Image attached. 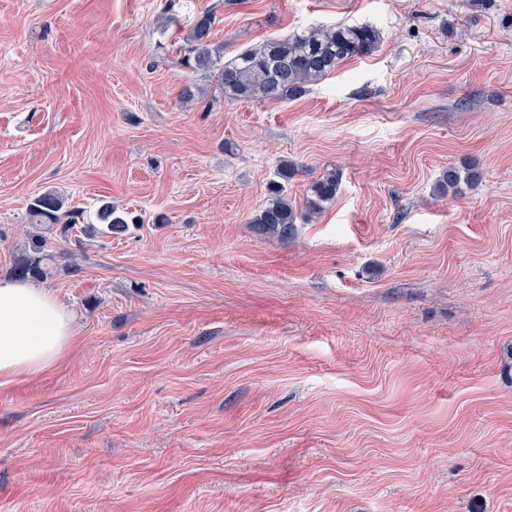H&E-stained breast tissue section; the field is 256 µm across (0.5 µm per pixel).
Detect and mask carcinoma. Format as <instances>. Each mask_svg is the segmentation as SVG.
Wrapping results in <instances>:
<instances>
[{
    "mask_svg": "<svg viewBox=\"0 0 512 512\" xmlns=\"http://www.w3.org/2000/svg\"><path fill=\"white\" fill-rule=\"evenodd\" d=\"M215 16L210 11L197 14L183 41L187 45V63L198 72L216 79L224 97L233 101H251L258 98L280 100L297 98L308 92L309 86L346 60L372 52L381 41V32L370 25L337 24L310 27L302 32L266 40L255 48L241 50L224 57V46L213 41ZM299 171L298 164L283 160L276 172V180L269 187L267 203L252 217L269 232L286 236L293 232L298 220L311 221L324 211L325 204L336 197L339 176L329 173L313 181L304 200L302 212H297L288 197L286 185ZM476 183L480 173L472 167L460 171L450 167L443 172L440 187L454 189L461 180ZM83 212L66 206V198L56 190L36 194L27 205L28 223L50 227L62 225L67 232L84 223ZM97 223L106 232L124 233L128 225L137 223L129 213L106 201L96 211ZM47 242L42 236L31 239L32 255L25 257L16 267L18 276L42 279L47 276L48 265L55 272L70 274L78 270L73 251H65L68 260L57 264V256L45 250Z\"/></svg>",
    "mask_w": 512,
    "mask_h": 512,
    "instance_id": "obj_1",
    "label": "carcinoma"
}]
</instances>
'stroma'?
Wrapping results in <instances>:
<instances>
[{"mask_svg": "<svg viewBox=\"0 0 512 512\" xmlns=\"http://www.w3.org/2000/svg\"><path fill=\"white\" fill-rule=\"evenodd\" d=\"M206 10L228 56L382 39L230 101L180 50ZM283 159L298 206L340 175L285 239ZM47 188L143 221L42 281L73 342L0 380V512H512V0H0V279ZM299 171L298 164L282 160L278 165L276 180L269 187V199L251 219V224H260L263 230L288 236L298 222L294 202L288 197L286 185ZM338 190L339 176L336 173H328L313 181L304 200L301 219L311 221L321 214L325 204L334 200Z\"/></svg>", "mask_w": 512, "mask_h": 512, "instance_id": "1", "label": "stroma"}]
</instances>
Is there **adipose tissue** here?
<instances>
[{
	"mask_svg": "<svg viewBox=\"0 0 512 512\" xmlns=\"http://www.w3.org/2000/svg\"><path fill=\"white\" fill-rule=\"evenodd\" d=\"M71 324L70 312L49 290L0 279V378L54 366L71 340Z\"/></svg>",
	"mask_w": 512,
	"mask_h": 512,
	"instance_id": "1",
	"label": "adipose tissue"
}]
</instances>
